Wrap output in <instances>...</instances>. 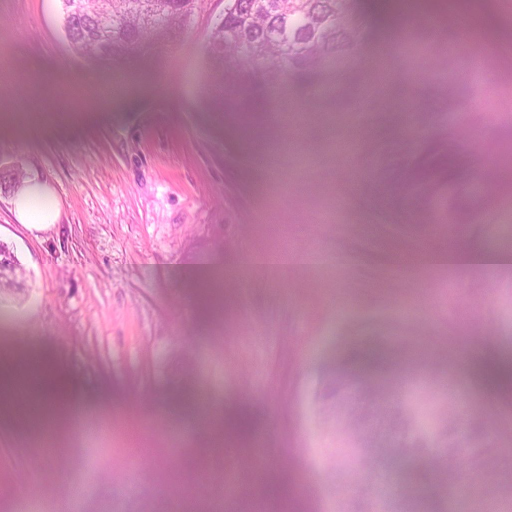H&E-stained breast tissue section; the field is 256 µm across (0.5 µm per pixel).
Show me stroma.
<instances>
[{
    "instance_id": "35a3bbf8",
    "label": "stroma",
    "mask_w": 512,
    "mask_h": 512,
    "mask_svg": "<svg viewBox=\"0 0 512 512\" xmlns=\"http://www.w3.org/2000/svg\"><path fill=\"white\" fill-rule=\"evenodd\" d=\"M225 0H199L173 41L100 66L75 54L54 0H0V171L39 176L53 224H20L0 191V242L25 271L0 293V369L21 357L75 387L65 431L33 397L0 393V512H350L322 417L324 380L363 355L359 385L451 399L485 421L494 481L441 493L409 463L385 486L402 512H512V394L469 371L474 350L512 363V264L426 263L447 240L512 254V0H360L368 29L336 100L290 85L282 127L201 96ZM442 26L447 64L408 54L400 31ZM111 108H103L104 98ZM484 154L488 185L419 196L407 171L435 138ZM287 140L288 166L252 155ZM220 256L202 271L197 258ZM251 408L249 440L210 430ZM288 497L256 510L255 469ZM137 481H130V471Z\"/></svg>"
}]
</instances>
